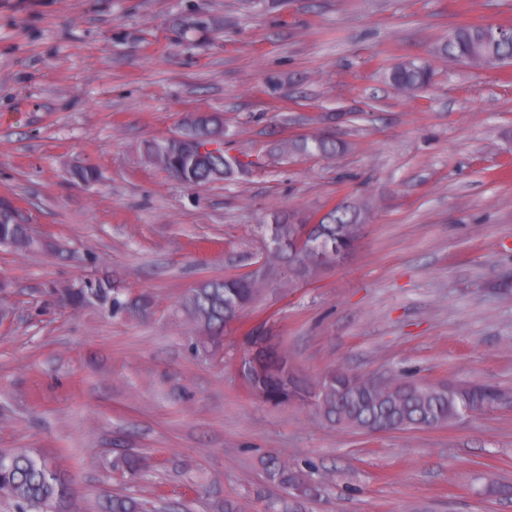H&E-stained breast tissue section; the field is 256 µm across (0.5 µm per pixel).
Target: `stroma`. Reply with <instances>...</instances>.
Returning a JSON list of instances; mask_svg holds the SVG:
<instances>
[{"label": "stroma", "instance_id": "stroma-1", "mask_svg": "<svg viewBox=\"0 0 512 512\" xmlns=\"http://www.w3.org/2000/svg\"><path fill=\"white\" fill-rule=\"evenodd\" d=\"M512 27V0H0V198L69 252L0 251V449L58 458L85 512H264L273 455L327 475L303 512H512V65L437 61L406 97L386 80L449 29ZM224 119L260 167L190 187L149 163L189 113ZM320 135L333 159L280 147ZM97 169L98 182L71 178ZM359 205L353 252L294 287L263 225ZM265 279L217 355L179 308L204 281ZM81 277L154 306L72 309ZM263 325L309 389L329 371L487 386L432 429L367 433L314 401L274 405L238 366ZM146 458L132 478L118 452Z\"/></svg>", "mask_w": 512, "mask_h": 512}]
</instances>
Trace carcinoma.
<instances>
[{"mask_svg":"<svg viewBox=\"0 0 512 512\" xmlns=\"http://www.w3.org/2000/svg\"><path fill=\"white\" fill-rule=\"evenodd\" d=\"M492 24L459 26L448 32V38L434 54L454 62L467 63L473 58L512 59V41L490 40L487 33ZM434 76L432 62L426 58H409L395 64L387 73L388 81L401 90L421 93ZM224 134L223 120L214 114H203L194 123L193 136L205 137ZM289 150L304 154L334 156L343 145L321 137L306 138L288 145ZM150 161L172 177L188 186H204L229 178L234 168L224 164V157L201 156L184 140L153 141L147 145ZM330 219L323 225L322 244L312 255L291 253L289 242L294 225L288 219L268 224L265 231L274 235L279 249L270 253L267 262L288 268V282L298 281L323 266L336 262L340 254L351 250L361 229L359 218L342 203L329 211ZM0 237L27 239L19 250L57 253L65 251L60 242L34 239L28 225L13 204L0 199ZM60 301L73 308L98 305L116 316L125 313L146 315L151 311L152 298L141 295L135 299L123 298L111 284L85 277L62 288L55 289ZM258 289L247 275L226 276L208 280L192 289L181 300L182 309L197 324L208 347L219 341L224 328L231 321L241 319L254 300ZM266 401L280 404L307 394L302 383L292 382L290 389L280 374L252 381ZM496 398L487 387H459L452 385L421 384L393 377L388 380L363 379L344 371L324 375L317 397L321 415L342 428L369 432L412 430L446 425L459 416L478 411ZM144 468L140 456L121 453L112 459V470L137 477ZM266 473L283 490L291 494L301 484H308L319 493L327 482L300 473L277 457L264 462ZM0 497L13 503L15 512H61L70 506L75 494L56 467L45 459L26 451L0 450ZM108 512H143L142 504L133 497H112Z\"/></svg>","mask_w":512,"mask_h":512,"instance_id":"1","label":"carcinoma"}]
</instances>
